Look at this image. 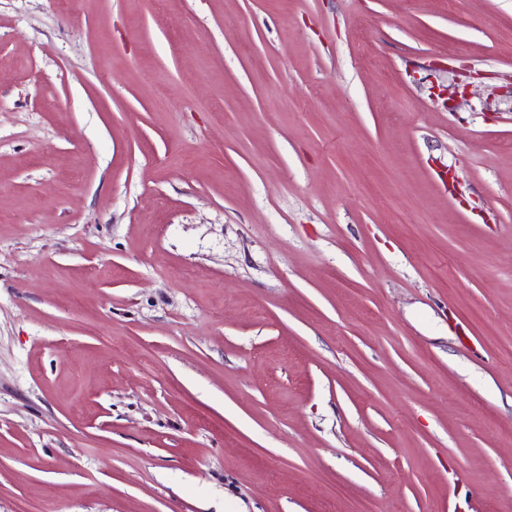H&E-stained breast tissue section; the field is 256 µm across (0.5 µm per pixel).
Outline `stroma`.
<instances>
[{
	"label": "stroma",
	"mask_w": 512,
	"mask_h": 512,
	"mask_svg": "<svg viewBox=\"0 0 512 512\" xmlns=\"http://www.w3.org/2000/svg\"><path fill=\"white\" fill-rule=\"evenodd\" d=\"M512 512V0H0V512Z\"/></svg>",
	"instance_id": "stroma-1"
}]
</instances>
